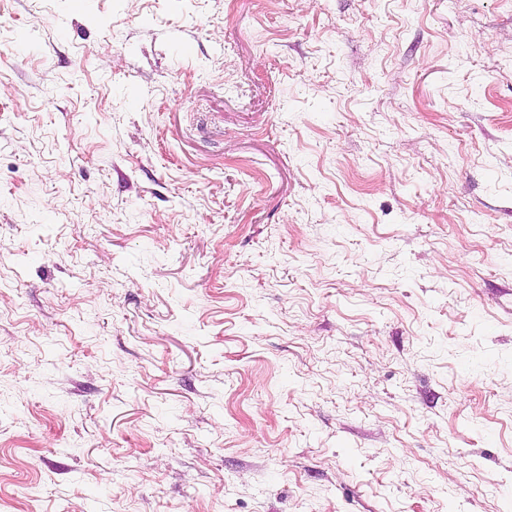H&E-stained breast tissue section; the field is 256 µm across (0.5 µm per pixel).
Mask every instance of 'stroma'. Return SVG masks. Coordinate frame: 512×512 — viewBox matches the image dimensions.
<instances>
[{
    "instance_id": "stroma-1",
    "label": "stroma",
    "mask_w": 512,
    "mask_h": 512,
    "mask_svg": "<svg viewBox=\"0 0 512 512\" xmlns=\"http://www.w3.org/2000/svg\"><path fill=\"white\" fill-rule=\"evenodd\" d=\"M0 512H512V0H0Z\"/></svg>"
}]
</instances>
